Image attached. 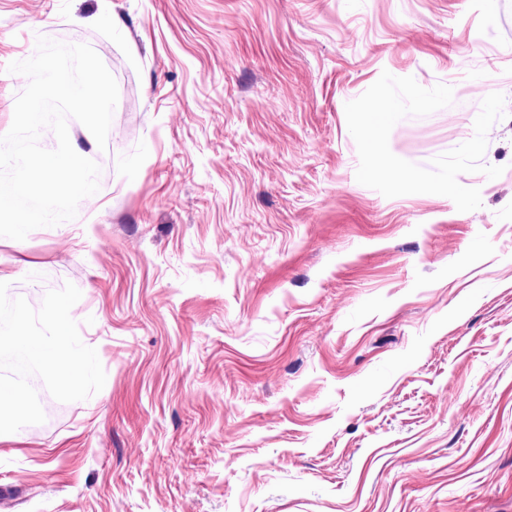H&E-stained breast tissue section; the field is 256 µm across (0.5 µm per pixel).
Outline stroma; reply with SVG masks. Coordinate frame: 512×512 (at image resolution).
Segmentation results:
<instances>
[{"instance_id": "stroma-1", "label": "stroma", "mask_w": 512, "mask_h": 512, "mask_svg": "<svg viewBox=\"0 0 512 512\" xmlns=\"http://www.w3.org/2000/svg\"><path fill=\"white\" fill-rule=\"evenodd\" d=\"M111 62L92 203L0 240L8 293L74 284L101 391L0 436V512H512V0H0V129L38 37ZM423 167L487 134L482 205L356 179L345 105Z\"/></svg>"}]
</instances>
